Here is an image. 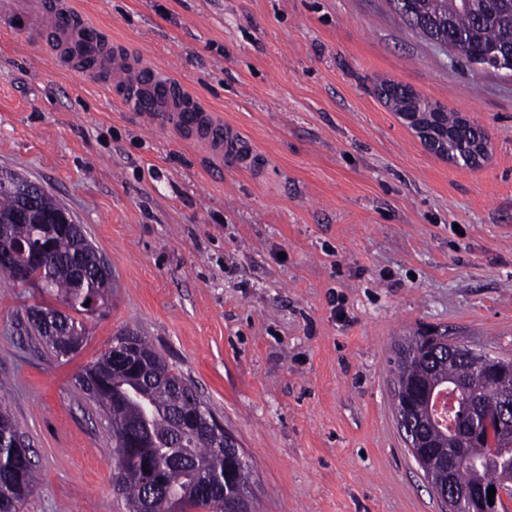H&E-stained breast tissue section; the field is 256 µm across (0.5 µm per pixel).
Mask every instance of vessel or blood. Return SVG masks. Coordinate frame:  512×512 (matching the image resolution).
I'll return each mask as SVG.
<instances>
[{"label":"vessel or blood","instance_id":"vessel-or-blood-1","mask_svg":"<svg viewBox=\"0 0 512 512\" xmlns=\"http://www.w3.org/2000/svg\"><path fill=\"white\" fill-rule=\"evenodd\" d=\"M0 24L32 35L48 33L53 54L99 84L118 88L121 104L147 120L178 127L219 154L235 140L234 130L216 122L168 71L112 47L71 0H0Z\"/></svg>","mask_w":512,"mask_h":512}]
</instances>
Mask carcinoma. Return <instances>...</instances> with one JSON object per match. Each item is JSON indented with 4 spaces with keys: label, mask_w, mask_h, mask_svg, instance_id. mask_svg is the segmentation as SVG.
Returning a JSON list of instances; mask_svg holds the SVG:
<instances>
[{
    "label": "carcinoma",
    "mask_w": 512,
    "mask_h": 512,
    "mask_svg": "<svg viewBox=\"0 0 512 512\" xmlns=\"http://www.w3.org/2000/svg\"><path fill=\"white\" fill-rule=\"evenodd\" d=\"M483 9L475 13L469 0H389L393 11L413 30L442 47L464 43L487 60L493 68L507 63L512 52V0H482ZM381 95L397 112H407L412 102L396 86H384ZM432 124L446 134H458L459 117L452 111L431 115ZM25 200L33 215H49L59 204L46 193L30 197L15 181L0 185V219L10 220ZM50 237L52 248L38 262L16 253L13 260L25 266L26 282H45L43 292L64 303L75 314L93 313L106 301L112 288L111 275L95 270L96 255L85 235L58 234L42 224L11 223L4 245L22 243L26 250ZM28 334L45 345L57 360L77 353L87 339L86 326L75 315H59L45 304L29 312ZM397 376L419 383L448 382L452 377L468 379L488 401L512 394V371L503 369L480 378L470 375V362L450 363L391 359ZM77 385L106 413L116 448L115 469L125 484L127 512H226L224 490L243 498L244 512H256L252 492L253 472L248 462H240L203 429L214 416L209 405L196 394L182 374L140 334H118L112 347L104 351L76 377ZM147 440L153 466L162 480L161 490L146 503L141 485L146 480L145 461L139 453L123 454L120 448L129 429ZM19 435L18 426L6 404L0 401V435ZM426 466L433 476L448 480V427L433 429ZM512 448V435L491 424L483 430L480 445L472 449L478 470L460 466L456 482L466 486L475 480L488 484L504 473L502 449ZM37 474L29 455H15L0 447V512H22Z\"/></svg>",
    "instance_id": "obj_1"
}]
</instances>
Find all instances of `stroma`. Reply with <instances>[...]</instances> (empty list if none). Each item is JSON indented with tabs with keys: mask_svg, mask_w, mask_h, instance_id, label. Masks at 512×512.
<instances>
[{
	"mask_svg": "<svg viewBox=\"0 0 512 512\" xmlns=\"http://www.w3.org/2000/svg\"><path fill=\"white\" fill-rule=\"evenodd\" d=\"M74 2L173 66L238 141L219 156L147 125L0 27V170L39 184L112 267L65 362L25 332L54 297L0 276V379L39 473L24 512H126L109 421L75 380L126 328L236 435L261 512H441L390 360L426 332L512 360V79L386 0ZM383 83L486 130V158L430 151Z\"/></svg>",
	"mask_w": 512,
	"mask_h": 512,
	"instance_id": "1",
	"label": "stroma"
}]
</instances>
